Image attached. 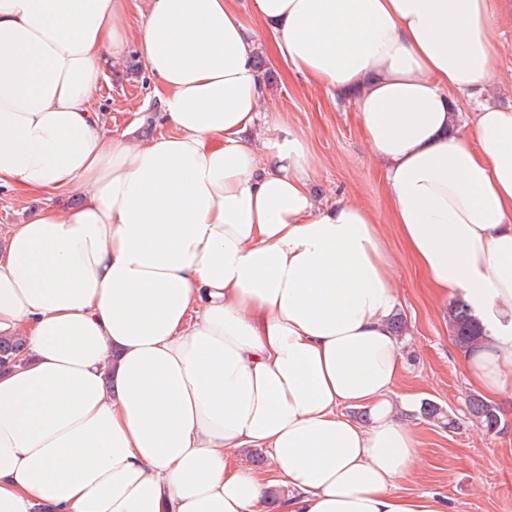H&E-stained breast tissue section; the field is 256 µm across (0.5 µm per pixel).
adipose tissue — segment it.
Returning a JSON list of instances; mask_svg holds the SVG:
<instances>
[{"label":"adipose tissue","instance_id":"obj_1","mask_svg":"<svg viewBox=\"0 0 512 512\" xmlns=\"http://www.w3.org/2000/svg\"><path fill=\"white\" fill-rule=\"evenodd\" d=\"M0 0V188L43 197L0 242V512H448L397 483L399 302L372 209L317 203L310 158L259 110L258 58L354 96L392 223L432 295L512 381V107L494 76L512 0ZM137 50L167 132L107 131L92 94ZM276 137H260L263 127ZM369 409L362 427L350 408ZM264 450L273 472L228 460ZM476 97L492 105L512 106V19L510 17L499 20L494 78L476 93ZM25 344L22 337H0V366L9 367L23 356Z\"/></svg>","mask_w":512,"mask_h":512}]
</instances>
